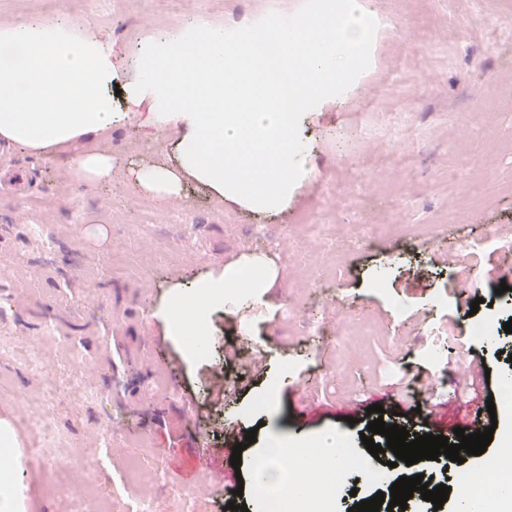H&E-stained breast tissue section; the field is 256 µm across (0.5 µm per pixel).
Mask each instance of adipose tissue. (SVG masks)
<instances>
[{
  "instance_id": "adipose-tissue-1",
  "label": "adipose tissue",
  "mask_w": 512,
  "mask_h": 512,
  "mask_svg": "<svg viewBox=\"0 0 512 512\" xmlns=\"http://www.w3.org/2000/svg\"><path fill=\"white\" fill-rule=\"evenodd\" d=\"M327 20L336 35L312 36L303 17L280 30L275 51L259 38L228 46L224 29L202 35L172 30L144 51L131 107L150 98L145 122L157 130L183 128L177 148L181 167L219 196L245 200L259 210L288 201V178L308 158L294 118L312 90H328L364 55L369 34L361 0H340ZM82 21L20 19L0 29V137L42 153L77 137L111 130L123 120L112 99V47L82 35ZM266 283L251 269H228L202 283L204 298L176 303L168 317L176 333L203 337L208 303L225 291L261 295ZM311 458L302 439L267 436L260 452L271 466L260 479L279 482L283 455Z\"/></svg>"
}]
</instances>
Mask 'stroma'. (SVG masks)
I'll list each match as a JSON object with an SVG mask.
<instances>
[{"label": "stroma", "mask_w": 512, "mask_h": 512, "mask_svg": "<svg viewBox=\"0 0 512 512\" xmlns=\"http://www.w3.org/2000/svg\"><path fill=\"white\" fill-rule=\"evenodd\" d=\"M363 6V63L306 103L298 128L308 169L289 181L279 209L220 197L184 174L178 131H154L136 116L44 155L0 138V180L13 183L0 192V344L18 336L37 342L48 368L41 378L0 359V432L9 437L14 483L27 488L14 497L16 512H98L106 497L112 512H124L147 493L156 512H182L186 499L194 512H227L231 501L260 512L253 470L272 430L312 442L333 433L349 445L356 464L323 504L325 512H348L350 487L383 490L397 475L386 452L376 471L364 466L367 407L402 413L411 433L444 435L449 421L512 378V334L500 333L512 319V257L469 250L484 235L512 233V45L492 38L505 14L501 0ZM54 8L111 44L119 112L138 80L135 59L171 29L207 23L238 41L257 25L321 14L312 0H175L150 21L139 0H110L103 13H79L75 0H55ZM452 25L463 32L453 43ZM376 140L408 154L409 169L373 180ZM93 151L111 154L110 181L75 177L72 160ZM150 162L178 174L176 200L190 209V223H166L176 200L129 179V169ZM47 191L56 210L31 213L28 199ZM307 215L325 224L326 237L306 241L304 259L267 247L293 240ZM367 221L380 234L373 245L355 244ZM33 224L43 225L45 240L31 236ZM452 262L474 269L477 287L450 284ZM237 265L258 266L269 286L259 301L211 303L210 349L195 356L171 335L165 313L176 296ZM477 323L489 326L485 339L472 338ZM433 331L447 336L437 359L427 344ZM481 361L490 378L475 388L467 371ZM142 376L159 402L177 385L182 405L156 415L141 408ZM41 411L51 412L60 434L56 470L30 452L39 441L32 416ZM112 429L107 449L98 437ZM511 437L512 407H499L485 454L446 462L443 475L453 486L459 473L482 475ZM239 443L241 496L192 474L197 454L220 456ZM76 473L89 483L83 500L68 490Z\"/></svg>", "instance_id": "1"}]
</instances>
